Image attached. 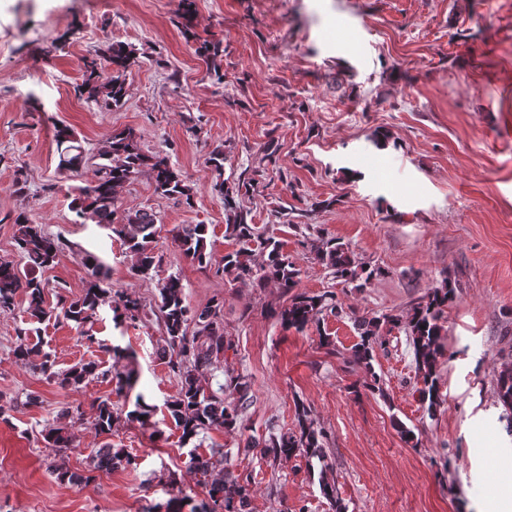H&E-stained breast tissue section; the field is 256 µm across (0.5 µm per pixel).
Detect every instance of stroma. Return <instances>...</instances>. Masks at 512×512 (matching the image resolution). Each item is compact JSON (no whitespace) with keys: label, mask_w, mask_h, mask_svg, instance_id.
I'll use <instances>...</instances> for the list:
<instances>
[{"label":"stroma","mask_w":512,"mask_h":512,"mask_svg":"<svg viewBox=\"0 0 512 512\" xmlns=\"http://www.w3.org/2000/svg\"><path fill=\"white\" fill-rule=\"evenodd\" d=\"M0 0V260H17L12 218L26 213L54 235L94 252L113 289L156 305L155 282L134 279L131 257L111 229L80 224L70 208L90 169L63 172L54 123L71 127L89 154L110 130H132L143 153L168 157L194 189L192 204L155 194L149 173L125 186L122 210L153 209L166 232L160 277L178 275L190 307L224 301L229 360L248 385L234 433L202 435L200 453L252 473L249 512H332L318 460L277 463L247 451L251 440L295 430L303 401L326 439L330 475L348 512H496L512 488V418L495 379L512 363V0ZM220 41L217 61L203 40ZM111 42L132 45L122 108L90 102L77 87L84 62ZM389 132L384 145L374 134ZM231 181L257 179L242 196L248 223L279 240L300 270V291L336 293L364 315L402 314L444 276L457 298L444 314L435 414L405 333L385 334L372 361L380 390L363 385L360 340L350 316L320 328L284 329L271 316L279 290L215 275L232 250L224 201L212 193L211 152ZM209 227L211 267L184 259L170 229ZM335 238L381 268L364 288L337 282L310 257L307 241ZM24 297L0 312V512H189L207 499L200 475L167 415L179 380L159 352L154 317L115 323L102 308L97 336L134 354L136 392L154 411L148 424L120 420L111 441L136 467L97 473L86 486L56 482L41 434L61 407L134 395L94 378L60 388L16 363ZM327 334L332 347L321 346ZM58 369L111 359L74 328L48 321L38 334ZM42 403L25 406L27 393ZM413 439H406L404 430Z\"/></svg>","instance_id":"obj_1"}]
</instances>
